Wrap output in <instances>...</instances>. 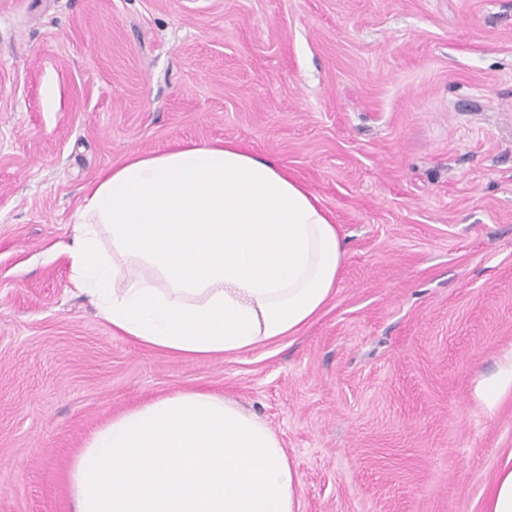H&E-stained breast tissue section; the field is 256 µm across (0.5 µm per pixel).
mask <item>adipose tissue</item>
<instances>
[{
  "label": "adipose tissue",
  "instance_id": "1",
  "mask_svg": "<svg viewBox=\"0 0 512 512\" xmlns=\"http://www.w3.org/2000/svg\"><path fill=\"white\" fill-rule=\"evenodd\" d=\"M70 281L114 333L187 359L312 324L341 282L339 230L277 160L233 140L130 153L85 190ZM74 512H299L281 438L205 390L112 415L69 470Z\"/></svg>",
  "mask_w": 512,
  "mask_h": 512
}]
</instances>
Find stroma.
Segmentation results:
<instances>
[{
	"instance_id": "35a3bbf8",
	"label": "stroma",
	"mask_w": 512,
	"mask_h": 512,
	"mask_svg": "<svg viewBox=\"0 0 512 512\" xmlns=\"http://www.w3.org/2000/svg\"><path fill=\"white\" fill-rule=\"evenodd\" d=\"M215 140L317 196L342 280L298 335L186 360L51 251L99 172ZM509 350L512 0H0V512H73L82 441L179 389L278 433L300 512H484L512 393L476 388Z\"/></svg>"
}]
</instances>
